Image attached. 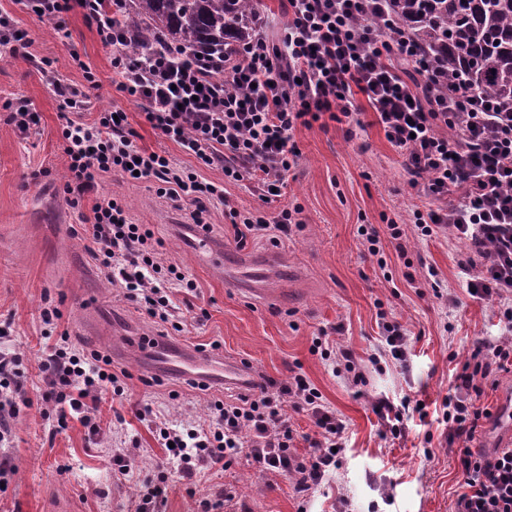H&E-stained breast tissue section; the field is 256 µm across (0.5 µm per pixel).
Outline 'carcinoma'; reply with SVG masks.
Masks as SVG:
<instances>
[{"instance_id":"obj_1","label":"carcinoma","mask_w":512,"mask_h":512,"mask_svg":"<svg viewBox=\"0 0 512 512\" xmlns=\"http://www.w3.org/2000/svg\"><path fill=\"white\" fill-rule=\"evenodd\" d=\"M386 8L448 79L512 101V0H388ZM114 10L133 33L134 56L157 37L222 54L255 36L258 0H116Z\"/></svg>"}]
</instances>
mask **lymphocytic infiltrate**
I'll return each instance as SVG.
<instances>
[{
    "label": "lymphocytic infiltrate",
    "instance_id": "1",
    "mask_svg": "<svg viewBox=\"0 0 512 512\" xmlns=\"http://www.w3.org/2000/svg\"><path fill=\"white\" fill-rule=\"evenodd\" d=\"M40 20L64 31L65 19L80 12L101 42L112 49L113 83L140 101L152 129L199 163L223 164L225 177L257 182L265 196L284 184L300 150L297 128L328 119L347 137L374 114L386 140L403 158L410 185L428 198L427 211H414L418 236L439 234L462 241L461 265L473 298L496 299L502 322L512 331V105L474 95L459 86L423 102L412 74H425L420 47L398 31L385 0H288V25L281 44L264 37L237 48L232 62L165 44L151 45L131 60L110 0H18ZM126 112L67 119L61 130L67 174L62 190L71 204L94 194L89 251L98 266L148 319L180 332L172 288L195 292L181 268L163 261L153 231L129 222L117 195L98 193L103 174L119 171L159 184L162 194L223 206L237 242L251 235H292L302 227L301 207L285 208L274 220L241 214L223 186L198 180L169 155L138 148ZM383 345L369 362L346 347L315 338L313 351L354 386L365 384L366 366L405 365L411 341L404 327L379 311ZM512 366V342L480 340L456 376L455 391L443 402L448 442L464 477L454 512H512V448L486 455L471 442L488 409L474 394L494 373ZM47 385L41 395L47 420L64 426L77 416L96 430L97 403L104 392L123 395L125 382L99 353L76 348L61 334L39 365ZM26 370L16 353L0 351V446L12 438L11 423L31 405ZM305 410L317 429L309 455L294 450L285 406ZM342 420L325 406L321 392L303 375L271 378L240 401L211 400L208 422L155 425L161 447L171 448L181 478L197 470L230 465L247 450L261 473H285L297 496H307L337 463Z\"/></svg>",
    "mask_w": 512,
    "mask_h": 512
}]
</instances>
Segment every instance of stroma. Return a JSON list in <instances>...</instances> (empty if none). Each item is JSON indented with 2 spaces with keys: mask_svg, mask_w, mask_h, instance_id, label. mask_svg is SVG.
I'll return each mask as SVG.
<instances>
[{
  "mask_svg": "<svg viewBox=\"0 0 512 512\" xmlns=\"http://www.w3.org/2000/svg\"><path fill=\"white\" fill-rule=\"evenodd\" d=\"M0 14L10 16L30 40L17 54L0 46V323L10 324L5 344L22 357L27 389L38 397L45 388L39 363L55 342L40 318L50 300L62 310L61 327L77 346L112 354L114 369L128 374L123 396L101 400L95 435L75 419L53 431L38 407L21 408L7 450L15 472L0 491V512H51L60 499L73 512H135L141 480L161 472L168 478L163 512H200L201 500L216 498L227 486L236 497L223 512H453L463 474L448 446L440 407L475 342L506 339L512 332L500 321L495 301L468 294L467 276L458 266L465 257L464 243L443 235L414 238L403 258L390 239H383L384 270L368 255L357 234L359 225L380 224L388 215L408 226L414 210L429 205L409 186L402 159L372 114H364L365 128L351 140L332 121L322 129L297 128L300 158L285 174L281 196L266 203L249 181L198 164L151 128L142 104L116 91L112 50L81 13L68 17L65 39L15 0H0ZM47 57L62 84L83 91L86 117L126 112L137 147L167 152L199 178L223 184L241 212L261 211L271 219L282 209L302 207L304 226L292 238L278 244L251 238L242 247L222 207H209L204 215L209 238L226 252H274L284 271L298 272L293 283L297 296L281 303L246 295L197 263L190 242L195 205L160 195L154 182L118 172L103 175L98 186L119 195L130 221L149 225L163 244L164 258L197 284L190 296L173 290V303L180 309L193 304L208 316L200 322L186 319L183 331L169 334L170 346L196 349L219 341L225 357L250 370L283 382L302 374L336 410L345 424L344 449L336 470L307 499L295 495L289 476L259 473L241 459L224 469H201L193 481H183L151 422L143 419L148 409L172 422H201L211 397L232 399L240 389L214 384L199 392L188 387L185 373L158 366L154 354L113 355V336L154 337L159 329L122 289L112 287L89 256L79 228L91 213L92 197L76 207L63 197V101L40 69ZM88 70L95 84L86 82ZM19 104L40 116L38 126L26 133L7 120ZM40 169L47 175L34 181L32 174ZM430 266L455 292L456 306L439 305L428 286L414 288L407 281V274L421 275ZM381 308L410 334L407 364L368 371L365 385L352 386L312 352L313 340L321 331L340 328L336 343L368 360L382 344ZM146 377L158 378V385L144 386ZM407 397L423 401L425 411L406 413L404 433L395 438L386 434L373 405L380 399L398 405ZM131 441L137 444L134 475L116 479L112 451Z\"/></svg>",
  "mask_w": 512,
  "mask_h": 512,
  "instance_id": "35a3bbf8",
  "label": "stroma"
}]
</instances>
